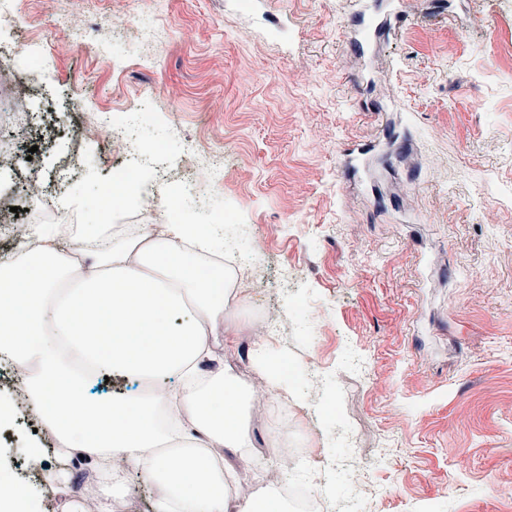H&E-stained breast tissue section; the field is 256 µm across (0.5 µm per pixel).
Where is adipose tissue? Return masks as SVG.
Returning <instances> with one entry per match:
<instances>
[{
  "mask_svg": "<svg viewBox=\"0 0 512 512\" xmlns=\"http://www.w3.org/2000/svg\"><path fill=\"white\" fill-rule=\"evenodd\" d=\"M119 206L100 204L82 227L96 244L95 271L74 276L56 234L36 229L22 265L0 264V362L23 371L19 389L61 455L111 457L113 479L136 471L154 512H288L263 487L237 503L226 494L225 454L246 456L251 394L231 368L200 375L230 305L246 298L235 274L200 263L219 250L212 225L149 224L110 242ZM119 373L130 394L88 395V381Z\"/></svg>",
  "mask_w": 512,
  "mask_h": 512,
  "instance_id": "adipose-tissue-1",
  "label": "adipose tissue"
}]
</instances>
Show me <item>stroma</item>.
Returning a JSON list of instances; mask_svg holds the SVG:
<instances>
[{
  "label": "stroma",
  "instance_id": "1",
  "mask_svg": "<svg viewBox=\"0 0 512 512\" xmlns=\"http://www.w3.org/2000/svg\"><path fill=\"white\" fill-rule=\"evenodd\" d=\"M394 7L389 31L362 30L351 0H11L0 43L18 45V84L31 73L53 97L31 133L0 115V145L18 158L0 171L22 224L89 221L114 157L85 112L146 105L135 135L163 144V166L189 181L183 143L222 162L224 180L185 192L180 212L238 226L256 271L222 362L247 386L253 311L273 308L282 337L264 345L295 373L288 382V445L333 461L359 441L357 464L374 492L353 512H512V0H377ZM116 27L106 64L95 42L72 46L59 18ZM150 26L142 42L136 29ZM181 120L170 125L166 115ZM374 143L346 161L344 148ZM78 156L66 184L60 161ZM43 180L45 202L22 186ZM79 196L84 206L64 208ZM320 331L317 346L306 342ZM323 368L325 413L314 411L301 370ZM0 433V460L40 492L37 512H98L102 477L74 486L70 458L36 431L25 405ZM273 411L252 409L250 437L263 458L226 493L250 498L274 465ZM37 439L69 484L45 487L21 445Z\"/></svg>",
  "mask_w": 512,
  "mask_h": 512
}]
</instances>
